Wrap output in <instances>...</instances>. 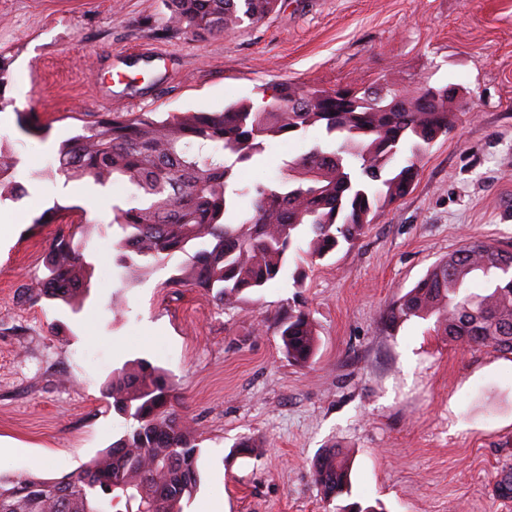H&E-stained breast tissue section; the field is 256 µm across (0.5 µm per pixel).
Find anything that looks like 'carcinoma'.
<instances>
[{"label": "carcinoma", "instance_id": "carcinoma-1", "mask_svg": "<svg viewBox=\"0 0 512 512\" xmlns=\"http://www.w3.org/2000/svg\"><path fill=\"white\" fill-rule=\"evenodd\" d=\"M169 28L209 37L234 32L269 15L278 0H165ZM423 81L398 89L336 90L286 82L263 89L262 104L242 99L222 112L103 115L63 142L56 172L99 185L122 181L136 205L112 206L118 239L112 264L121 286L134 270L149 271L180 252L187 259L168 284L192 286L218 305H235L277 280L290 261L322 259L352 244L378 211L402 198L418 176V158L448 134V87ZM312 128L327 140L284 165L279 177L245 185L240 169L270 141ZM21 159L0 145V204L18 202ZM249 200L246 211L240 209ZM78 224L50 245L38 296L74 304L86 294L92 263ZM481 279L486 287L469 290ZM434 319V330L463 347L512 354V251L473 241L436 263L390 305L385 324ZM282 353L299 366L318 350L313 319L288 312L279 320ZM102 398L133 420L112 446L60 478L0 474V512H183L201 479L202 451L194 420L176 409L168 375L145 358L112 371ZM313 478L328 501L351 496L348 457L326 448ZM498 496L512 498V470L500 472Z\"/></svg>", "mask_w": 512, "mask_h": 512}]
</instances>
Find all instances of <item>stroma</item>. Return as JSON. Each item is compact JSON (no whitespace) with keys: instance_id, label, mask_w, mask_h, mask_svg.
Masks as SVG:
<instances>
[{"instance_id":"obj_1","label":"stroma","mask_w":512,"mask_h":512,"mask_svg":"<svg viewBox=\"0 0 512 512\" xmlns=\"http://www.w3.org/2000/svg\"><path fill=\"white\" fill-rule=\"evenodd\" d=\"M164 0H0V142L31 171L27 197L0 206V473L59 477L129 427L101 397L113 369L144 357L172 379L199 429L201 484L186 512H336L314 482L325 448L352 458V492L385 512H512L496 476L512 468V354L465 350L413 318L390 330L392 299L479 239L512 245V0H279L238 31L198 38L167 26ZM456 87L454 129L424 151L411 192L362 238L283 275L235 308L168 286L174 255L121 287L111 237H92L80 309L37 298L52 241L79 215L129 203L107 187L49 176L60 145L104 114L219 111L279 82L337 89L423 78ZM42 136L24 133L19 113ZM272 141L242 172L269 182L321 142ZM45 223H38V216ZM123 310L114 317L111 305ZM310 314L311 366L280 350L277 323ZM252 439L259 456L232 449Z\"/></svg>"}]
</instances>
